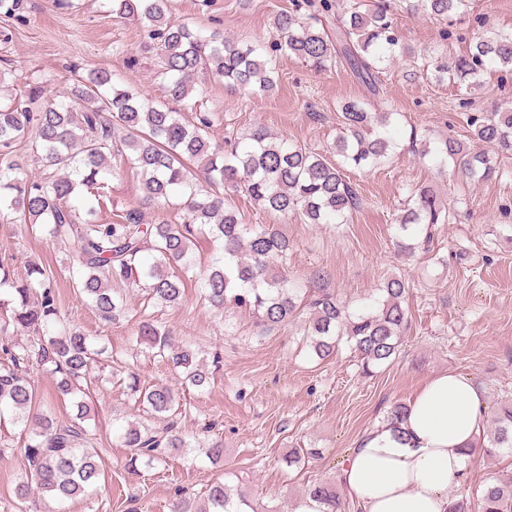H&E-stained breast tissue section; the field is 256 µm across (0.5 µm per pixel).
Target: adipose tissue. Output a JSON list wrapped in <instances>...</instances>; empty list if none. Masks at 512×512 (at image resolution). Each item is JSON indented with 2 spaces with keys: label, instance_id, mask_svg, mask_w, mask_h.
Segmentation results:
<instances>
[{
  "label": "adipose tissue",
  "instance_id": "ef3b65f1",
  "mask_svg": "<svg viewBox=\"0 0 512 512\" xmlns=\"http://www.w3.org/2000/svg\"><path fill=\"white\" fill-rule=\"evenodd\" d=\"M485 410L470 377L436 374L409 399L399 429L383 425L358 441L338 479L360 512H450L448 488L480 443Z\"/></svg>",
  "mask_w": 512,
  "mask_h": 512
}]
</instances>
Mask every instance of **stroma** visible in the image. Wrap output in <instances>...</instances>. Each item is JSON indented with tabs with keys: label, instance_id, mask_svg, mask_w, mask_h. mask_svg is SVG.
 Segmentation results:
<instances>
[{
	"label": "stroma",
	"instance_id": "stroma-1",
	"mask_svg": "<svg viewBox=\"0 0 512 512\" xmlns=\"http://www.w3.org/2000/svg\"><path fill=\"white\" fill-rule=\"evenodd\" d=\"M174 3L179 20L253 41L271 38L272 17L290 0ZM393 21L401 42L415 50L444 51L453 58L467 49L463 41L443 42L442 21L412 14L404 0H398ZM146 37L144 23L112 16L107 0H78L72 9L56 0H20L13 14L0 9V71L15 90L40 83L47 96L56 97L67 95L80 76L106 68L122 85L160 102L164 91L156 65L141 50ZM273 65L278 87L262 97L231 91L221 77L201 75V109L215 117L212 138L223 140L228 127L245 132L261 123L334 158L341 131L338 109L346 100L368 98L367 88L342 63L317 71L280 55ZM379 79V110L400 114L399 147L386 165L345 166L360 198L349 223L306 224L296 214L279 220L239 194L230 202L246 223H281L294 244L286 268L293 282L305 283L313 272L325 270L329 288L356 305L375 295L388 276L409 280L411 329L397 359L365 375L347 348L317 359L296 324L259 335L248 309L216 310L199 299L195 282L187 281L184 301L157 317L176 340L195 344L204 358L221 357L209 385L186 394L180 427L195 436L211 426L224 442L223 463L173 456L151 470L126 468L127 450L116 440L115 426L137 420L139 411L118 363L129 364L148 384L178 380L167 361L132 343L142 298L130 289L125 317L104 322L67 279L65 253L28 232L15 214H0V258H9L19 275L32 262L51 267L64 318L118 360L114 366L96 364L89 388L87 424L98 435L104 475L96 493L71 501L68 512H170L176 489L196 499L217 480L241 491L255 512H295L309 485L337 481L339 464L357 441L434 374L453 370L471 377L490 404L512 395V154H500L498 176L483 183L450 166L433 167L415 153L413 143L442 135L469 141L460 92L408 61L384 69ZM421 186L434 189L453 218L437 225L434 252L407 257L394 245L395 223L406 197ZM108 196L101 219L137 206V176L120 170L109 182ZM10 434L14 448L0 454V512H18L21 505L16 484L26 460L19 451L20 427ZM299 446L320 449L321 457L289 469L283 459ZM506 470H512L511 450L493 457L474 453L463 486H450L448 492L476 497L486 481Z\"/></svg>",
	"mask_w": 512,
	"mask_h": 512
}]
</instances>
